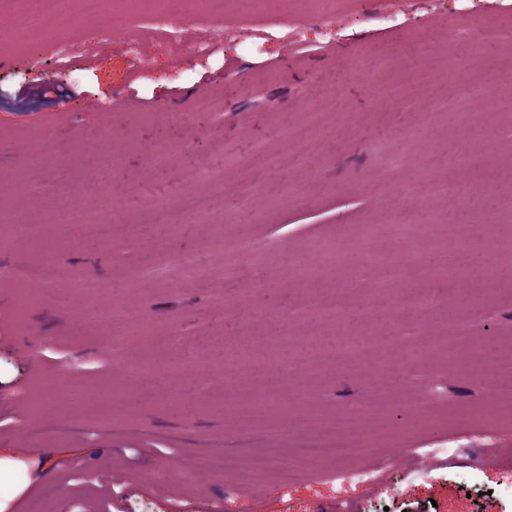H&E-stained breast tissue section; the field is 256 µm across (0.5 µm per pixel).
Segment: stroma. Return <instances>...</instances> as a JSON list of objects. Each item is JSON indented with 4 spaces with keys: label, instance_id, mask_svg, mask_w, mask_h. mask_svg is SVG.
Segmentation results:
<instances>
[{
    "label": "stroma",
    "instance_id": "35a3bbf8",
    "mask_svg": "<svg viewBox=\"0 0 512 512\" xmlns=\"http://www.w3.org/2000/svg\"><path fill=\"white\" fill-rule=\"evenodd\" d=\"M102 9L106 40L79 0L71 22L20 35L30 0H0V512H512V460L485 455L512 443V371L475 388L441 351L384 377L372 354L296 366L308 342L348 330L409 346L453 325L512 354V0H224L218 19L183 0L171 38L125 0ZM227 24L241 35L198 55ZM64 43L77 53L63 62ZM308 108L328 124L279 167L282 131ZM86 185L110 238L79 222L71 191ZM475 187L479 211L460 210ZM187 193L207 198L203 215L180 209ZM400 224L427 262L378 297L364 255ZM461 224L493 278L445 273ZM324 245L352 263L348 278L318 268ZM403 294L428 301L395 313ZM314 297L349 310L352 328L317 318ZM230 345L253 362L246 383L224 377ZM345 414L362 447L385 425L425 464L367 485L343 476L358 459L304 463L298 449L334 445ZM224 454L268 460L287 487L221 470L198 486L176 467ZM258 486L268 496L250 498Z\"/></svg>",
    "mask_w": 512,
    "mask_h": 512
}]
</instances>
